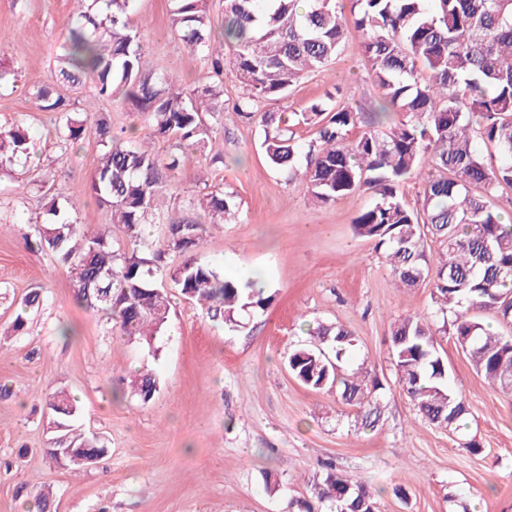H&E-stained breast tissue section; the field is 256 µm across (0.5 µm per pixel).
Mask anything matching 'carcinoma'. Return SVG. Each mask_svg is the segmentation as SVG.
<instances>
[{
  "mask_svg": "<svg viewBox=\"0 0 512 512\" xmlns=\"http://www.w3.org/2000/svg\"><path fill=\"white\" fill-rule=\"evenodd\" d=\"M82 10L68 31L58 59L57 85L32 94L40 112L55 114L61 155L82 140L87 118L62 92L83 78L95 79L98 96L122 98L146 115L153 137L172 141L181 154L164 161L152 147L112 133L103 113L95 119L101 148L91 193L110 209L111 223L124 228L127 246L116 248L104 233H89L71 216L76 201L52 195L45 219L35 222L38 248L60 256L71 273L78 297L105 310L123 335L147 345L166 325L168 289L158 284L156 243L144 226L166 194L189 152L213 132L207 118L224 111L219 83L185 90L178 79L153 67L138 29L131 25L134 0H79ZM339 0H224L223 43L211 38L207 0H169L177 36L210 62L216 75L224 63L244 91L233 111L259 121L269 163L301 177L312 199L334 202L361 188L375 203L354 219L355 233L384 251L397 285L433 279L434 299L443 316L442 332L468 357L491 385L512 393V224L493 203L498 189L512 188V0H353L355 27L371 78L382 90L380 114L399 120L381 130L365 123L361 107L341 104L329 95L296 113L317 128V138L303 152L293 131L283 128L280 112L262 110L279 101L304 76L325 67L344 40ZM425 71L428 78L419 79ZM366 130L355 139L350 131ZM493 148L485 155L477 141ZM31 158V141L22 122L0 125V173L9 175ZM426 168L421 207L407 208L401 184ZM214 224L235 218L233 196L221 190L198 199ZM203 240L193 220L171 224L162 248L184 255L169 272L181 295L208 306L213 316L239 325L237 313L262 309L272 296L251 282L226 280L190 253ZM443 246L434 257L430 243ZM40 290L18 304L13 328L27 323L40 306ZM489 312L509 328L490 331L482 322ZM426 315L407 316L393 325L391 353L398 383L419 414L438 428L459 429L468 415L463 398L450 385V368L437 348L436 332ZM316 343L295 348L288 370L303 385L336 387L341 399L359 409L362 427H375L381 411V384L360 371L341 373V362L355 346L344 327L318 324L310 330ZM131 393L148 402L159 388L151 373L130 382ZM57 424L53 446L106 456L105 442L73 428L77 400L60 389L49 402ZM319 503L330 512H376L364 484L340 472L314 480Z\"/></svg>",
  "mask_w": 512,
  "mask_h": 512,
  "instance_id": "carcinoma-1",
  "label": "carcinoma"
}]
</instances>
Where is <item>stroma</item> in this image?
I'll return each mask as SVG.
<instances>
[{"label": "stroma", "instance_id": "stroma-1", "mask_svg": "<svg viewBox=\"0 0 512 512\" xmlns=\"http://www.w3.org/2000/svg\"><path fill=\"white\" fill-rule=\"evenodd\" d=\"M342 3L347 40L336 58L270 110L298 111L330 93L364 108L380 98L358 52L352 0ZM78 11L76 0H0V65L17 73L0 89V125L25 123L34 143L29 173L0 178V512H23L46 487L53 491L48 512H288L289 500L312 501L313 480L329 461L375 493L377 512H512V394L486 382L440 333L467 425L452 432L418 414L396 382L390 329L432 311V281L396 287L381 251L354 234V218L375 202L371 191L316 205L305 181L267 163L261 126L233 110L242 89L232 75L224 77L220 120L146 236L198 221L205 243L197 260L223 273L253 267L269 304L233 327L173 292L166 327L145 346L76 298L67 266L33 239L31 221L45 203L41 171L64 166L52 194L80 192L78 223L91 231L110 224L112 241H125L122 226L111 225L109 209L91 196L99 159L93 135L61 155L53 114L32 107L31 90L55 80ZM130 19L158 68L187 86L206 81V60L171 30L168 0H135ZM94 85L89 77L71 92L78 109L108 114L121 137L150 136L135 106L95 97ZM218 189L237 204L234 223H209L196 206ZM35 287L44 290L42 305L13 330L18 302ZM320 323L356 338L342 368L380 382L377 427H361L357 408L335 388L314 390L289 373V351L309 343V327ZM138 371L159 379L146 403L125 391V378ZM60 388L78 400L79 428L108 447L78 472L46 454L54 436L47 401ZM465 437L479 442V454L462 447ZM269 482L277 493L266 491Z\"/></svg>", "mask_w": 512, "mask_h": 512}]
</instances>
